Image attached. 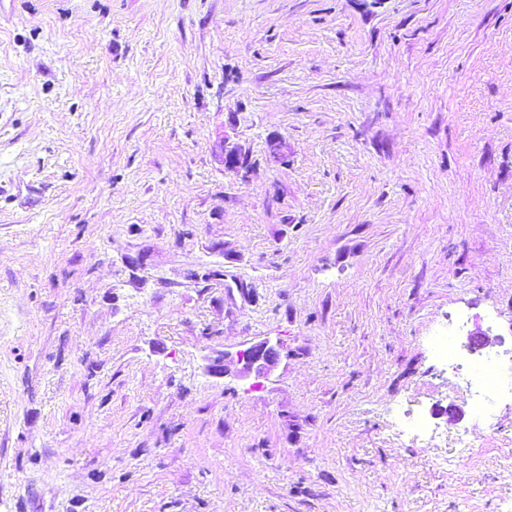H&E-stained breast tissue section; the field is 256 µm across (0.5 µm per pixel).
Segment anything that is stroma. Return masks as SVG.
Instances as JSON below:
<instances>
[{"label": "stroma", "instance_id": "1", "mask_svg": "<svg viewBox=\"0 0 512 512\" xmlns=\"http://www.w3.org/2000/svg\"><path fill=\"white\" fill-rule=\"evenodd\" d=\"M460 317L512 356V0H0V512H500ZM464 323V318L460 317L456 323L449 324L448 327L437 330L430 337V352L432 356L442 365L460 366L457 362L461 358V354L456 345V331ZM278 341L270 339L258 341L245 350L237 351L235 355L224 352V355L212 360L205 366L209 374L233 375L246 378L254 374L257 379L268 378L280 362Z\"/></svg>", "mask_w": 512, "mask_h": 512}]
</instances>
